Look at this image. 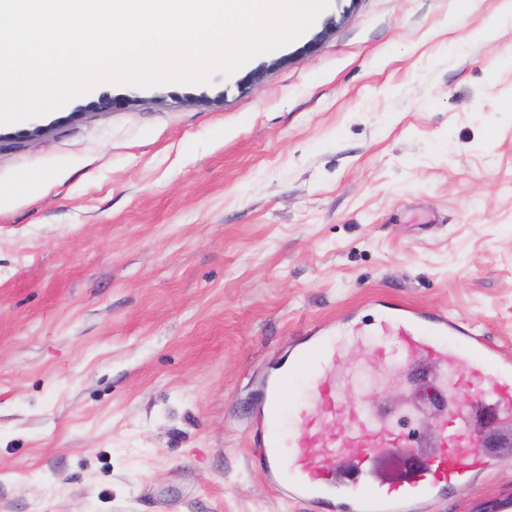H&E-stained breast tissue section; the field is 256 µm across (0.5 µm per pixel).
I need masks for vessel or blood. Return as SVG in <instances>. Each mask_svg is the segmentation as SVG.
<instances>
[{"label":"vessel or blood","mask_w":512,"mask_h":512,"mask_svg":"<svg viewBox=\"0 0 512 512\" xmlns=\"http://www.w3.org/2000/svg\"><path fill=\"white\" fill-rule=\"evenodd\" d=\"M372 306V323L353 310L295 336L287 360L264 377L252 404L254 465L281 496L317 512H404L409 503L444 500L500 465L471 425L469 405L512 422L511 353L467 320L404 302ZM366 340L377 363L401 365L415 355L425 361L440 406L434 452L421 451L408 428L410 411L367 407L343 387L344 350ZM342 417L351 421L348 430L337 428ZM392 448L406 451L405 469L394 478L384 472ZM341 458L349 459L348 471L336 468Z\"/></svg>","instance_id":"vessel-or-blood-1"}]
</instances>
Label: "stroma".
Here are the masks:
<instances>
[{"instance_id": "35a3bbf8", "label": "stroma", "mask_w": 512, "mask_h": 512, "mask_svg": "<svg viewBox=\"0 0 512 512\" xmlns=\"http://www.w3.org/2000/svg\"><path fill=\"white\" fill-rule=\"evenodd\" d=\"M502 5L331 0L212 84H102L0 126V512H312L249 464L253 388L371 297L512 352ZM376 376L368 406L429 421L423 386ZM496 454L426 512L512 488Z\"/></svg>"}]
</instances>
